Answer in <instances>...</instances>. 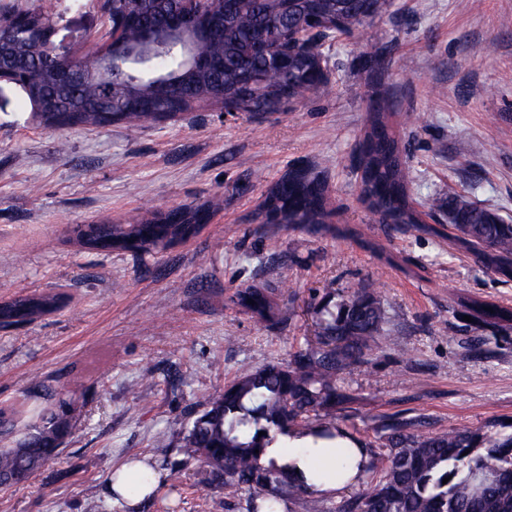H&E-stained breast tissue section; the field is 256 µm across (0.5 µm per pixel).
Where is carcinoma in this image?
<instances>
[{
  "mask_svg": "<svg viewBox=\"0 0 512 512\" xmlns=\"http://www.w3.org/2000/svg\"><path fill=\"white\" fill-rule=\"evenodd\" d=\"M386 4L323 0L318 36L356 33L373 23ZM179 6L180 0H101L107 20L114 15L133 20L123 28V52L113 61L98 51L85 56L81 80L66 89L50 79L53 70L67 67L65 55L32 32V25L43 21L42 10L21 11L3 19L7 23L21 17L15 27L25 35L0 40V65L39 90V101L26 96L31 111L61 131L133 119L156 121L173 102L181 112L226 102L246 115L279 112L325 87L315 81V53L304 46L287 53L283 36L293 10L284 9L283 0H235L224 13L220 0H206L204 6L218 12L224 34L201 45L211 65L195 72L184 68L185 45L179 37L163 41L144 35L155 18ZM258 42L273 44L275 54L286 61L268 65L254 53ZM127 83L155 104L154 111L130 113L117 106L112 112L98 111L107 98H119ZM357 167L359 196L384 223H420L409 168L381 106L369 114ZM263 208L276 224H323L329 216L325 185L311 167L291 172L270 188ZM209 218L208 210L185 204L130 224H87L76 233L89 251L149 252L194 234ZM448 223L461 233L457 241L462 247L478 251L481 261L495 271L512 275V224L454 196L448 197ZM235 300L272 326L282 323L272 288L247 285L236 290ZM63 303L59 292L18 295L0 303V325L51 314ZM461 307L477 329L512 321L509 308L495 305L490 313L484 310L486 303L471 299ZM317 315L315 343L290 354L286 363L241 368L186 427L183 452L203 464L208 485L245 492L246 512H288V503L301 499L307 512H512V435L492 438L469 426L422 433L414 431V422L390 417L381 424L385 467L376 471L370 448L366 458L356 457L345 444L350 436L333 424L353 403L340 385V375L396 339L384 335L381 300L368 285L351 289L335 309L320 306ZM75 401L72 393L58 397L38 426L0 447V487L12 485L18 474L27 481L36 479L56 457L71 433ZM261 431L265 435L260 437ZM302 438L305 445L291 455L276 452L288 447L289 440ZM318 448L338 450L336 477L355 470L370 478L367 486L340 497L330 509L314 488L322 473L305 469Z\"/></svg>",
  "mask_w": 512,
  "mask_h": 512,
  "instance_id": "cac0c4a2",
  "label": "carcinoma"
}]
</instances>
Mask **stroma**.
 Wrapping results in <instances>:
<instances>
[{
	"mask_svg": "<svg viewBox=\"0 0 512 512\" xmlns=\"http://www.w3.org/2000/svg\"><path fill=\"white\" fill-rule=\"evenodd\" d=\"M35 7L67 28L71 53L106 39L97 0H0V17ZM321 50L327 89L283 111L205 104L79 129L63 143L18 87H0V302L50 289L69 297L0 329V409L19 437L53 394L83 384L70 438L36 481L0 488V512H128L106 484L134 457L159 476L135 512H242L243 494L206 488L181 452L187 422L240 367L305 346L317 307L364 283L409 353L387 346L343 373L355 401L336 426L368 448L392 415L425 433H512V326L475 329L460 307L512 308V279L435 233L452 193L512 222V0H389L359 35ZM378 104L407 148L423 223H382L359 197L358 143ZM306 165L325 172L329 222L264 223L267 188ZM184 204L209 208L208 224L150 253L91 252L74 234ZM246 284L276 289L282 324L235 303ZM478 335L491 350L481 361L470 354Z\"/></svg>",
	"mask_w": 512,
	"mask_h": 512,
	"instance_id": "35a3bbf8",
	"label": "stroma"
}]
</instances>
